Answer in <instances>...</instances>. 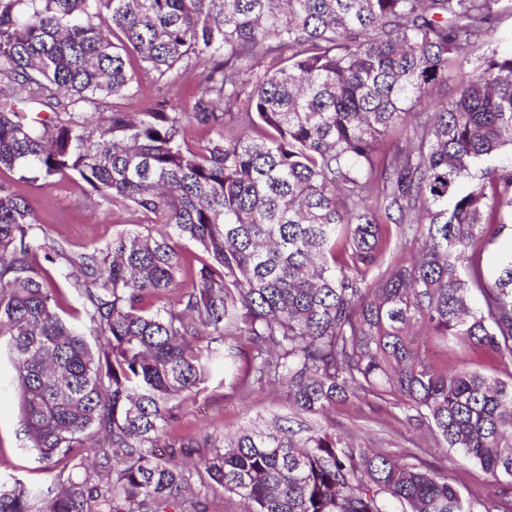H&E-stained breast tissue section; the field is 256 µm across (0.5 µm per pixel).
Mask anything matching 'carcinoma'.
Returning a JSON list of instances; mask_svg holds the SVG:
<instances>
[{"label":"carcinoma","instance_id":"carcinoma-1","mask_svg":"<svg viewBox=\"0 0 512 512\" xmlns=\"http://www.w3.org/2000/svg\"><path fill=\"white\" fill-rule=\"evenodd\" d=\"M503 2L0 0V168L75 177L146 225L71 254L0 184V337L50 473L1 482L0 512H184L195 477L244 512H473L442 473L327 429L189 437L211 449L192 472L158 455L182 397L237 374L242 339L300 414L400 401L496 481L484 512H512V380L437 371L419 339L512 364V254L483 265L512 231V48L485 50ZM132 52L167 82L211 64L195 112L108 110L140 92ZM192 117L211 136L189 142ZM410 123L413 149L383 154ZM390 223L410 257L370 281ZM182 240L207 256L194 273ZM41 252L67 267L72 321Z\"/></svg>","mask_w":512,"mask_h":512}]
</instances>
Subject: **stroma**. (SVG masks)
<instances>
[{"label": "stroma", "mask_w": 512, "mask_h": 512, "mask_svg": "<svg viewBox=\"0 0 512 512\" xmlns=\"http://www.w3.org/2000/svg\"><path fill=\"white\" fill-rule=\"evenodd\" d=\"M132 73L141 91L132 99L117 98L113 104L126 112H139L157 103L191 111L194 90L201 78L194 72L177 83H157L154 74L133 61ZM0 183L26 197L34 206L37 218L50 240L62 243L67 251L82 252L90 245H104L113 236L139 227L137 216L113 211L111 205L91 193L81 181L56 177L51 183L19 180L15 171L0 168ZM436 369L443 370L463 362L481 373L506 377L498 361L482 350L444 339L427 342ZM13 369L5 344L0 341V481L21 478L43 482L44 471L23 443L19 396L13 385ZM253 373L244 380L224 379L215 375L199 391L187 395L175 412L168 434L170 438L209 433L231 435L248 426L280 423L296 426L299 420L290 407L281 386L254 384ZM407 411L396 404L375 405L371 400L348 396L337 399L323 417L307 418V425L336 431L347 440L378 449L403 462L429 466L447 475L460 495L473 503L487 502L494 490L493 478L478 464L461 461L458 455L440 447L427 425H412Z\"/></svg>", "instance_id": "1"}]
</instances>
